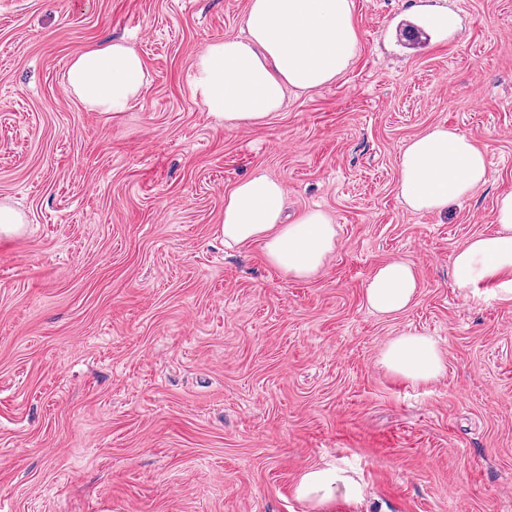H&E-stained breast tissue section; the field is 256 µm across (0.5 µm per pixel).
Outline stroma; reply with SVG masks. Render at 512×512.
<instances>
[{
    "mask_svg": "<svg viewBox=\"0 0 512 512\" xmlns=\"http://www.w3.org/2000/svg\"><path fill=\"white\" fill-rule=\"evenodd\" d=\"M347 73L234 130L191 88L248 0H0V512H311L313 466L348 471L332 512H512V302L464 298L450 257L495 231L512 191V0H353ZM451 13L424 51L396 28ZM122 38L147 81L126 112L68 93L72 56ZM437 126L481 147L489 181L440 213L398 193L403 146ZM255 172L289 215L319 208L336 249L308 280L260 244L225 247L224 194ZM411 261L400 316L364 304ZM434 337L430 384L382 345ZM415 266L403 258H394L378 266L364 288L366 307L382 318H394L406 312L419 294ZM378 364L394 376L422 384L439 379L446 370L438 342L417 333H403L389 339L379 353Z\"/></svg>",
    "mask_w": 512,
    "mask_h": 512,
    "instance_id": "1",
    "label": "stroma"
}]
</instances>
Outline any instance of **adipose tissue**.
Wrapping results in <instances>:
<instances>
[{"instance_id": "adipose-tissue-1", "label": "adipose tissue", "mask_w": 512, "mask_h": 512, "mask_svg": "<svg viewBox=\"0 0 512 512\" xmlns=\"http://www.w3.org/2000/svg\"><path fill=\"white\" fill-rule=\"evenodd\" d=\"M243 27V35L208 44L193 62L194 95L228 129L279 111L287 92L312 93L340 79L359 48L353 0H249ZM145 80L141 55L123 41L77 52L64 75L67 89L81 102L111 113L127 111ZM489 176L485 154L470 136L436 127L404 146L398 188L411 210L441 212ZM284 210L279 182L262 173L239 180L224 195V243H261L272 268L295 280L310 279L336 247V226L320 210L288 223ZM492 221L495 232L471 238L452 254L453 284L468 296L486 286L495 298L510 302L512 192L499 197ZM419 288L414 264L394 258L374 270L364 302L378 316L394 318L408 310ZM378 363L394 376L422 384L446 370L437 341L417 333L389 339ZM294 494L312 512H331L336 502L360 501L363 489L343 469L312 467L301 474Z\"/></svg>"}]
</instances>
